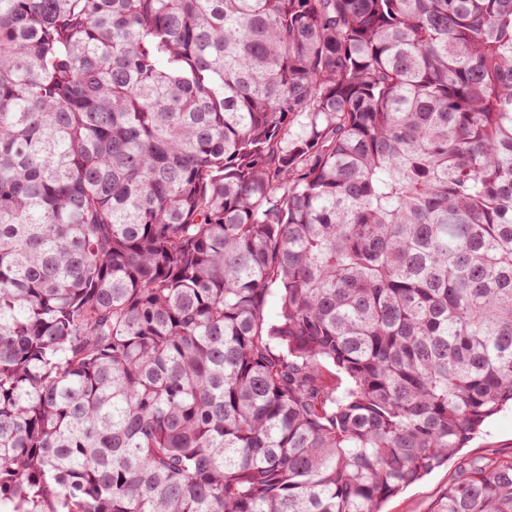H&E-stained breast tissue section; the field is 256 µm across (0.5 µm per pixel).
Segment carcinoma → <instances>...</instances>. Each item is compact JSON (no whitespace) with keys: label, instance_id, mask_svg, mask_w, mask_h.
<instances>
[{"label":"carcinoma","instance_id":"carcinoma-1","mask_svg":"<svg viewBox=\"0 0 512 512\" xmlns=\"http://www.w3.org/2000/svg\"><path fill=\"white\" fill-rule=\"evenodd\" d=\"M507 408L512 0H0V512H381Z\"/></svg>","mask_w":512,"mask_h":512}]
</instances>
